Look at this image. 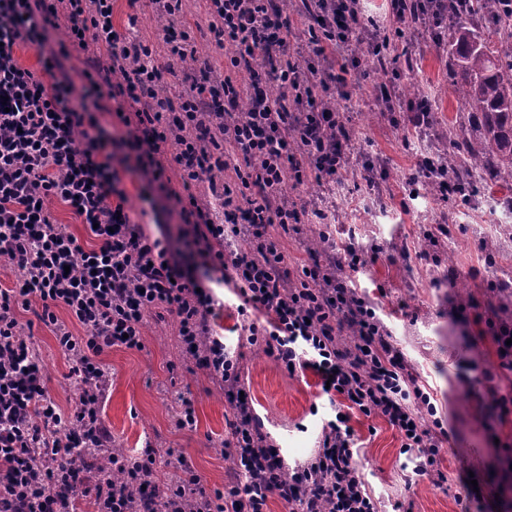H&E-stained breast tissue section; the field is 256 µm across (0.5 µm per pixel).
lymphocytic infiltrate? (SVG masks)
<instances>
[{"label":"lymphocytic infiltrate","instance_id":"obj_1","mask_svg":"<svg viewBox=\"0 0 512 512\" xmlns=\"http://www.w3.org/2000/svg\"><path fill=\"white\" fill-rule=\"evenodd\" d=\"M168 18L171 57L196 49L177 17L182 0H154ZM309 25L298 33L282 0H208L207 28L224 54L223 75L202 74L174 97L157 93L167 71L147 41H127L112 24L111 0H0V263L22 275L0 288V512H266L270 497L289 512H378L354 459L351 413L386 421L402 451L417 452L406 485L440 467L448 431L426 426L434 412L418 374L377 314L337 273L335 258L289 267L269 227L298 231L308 210L296 194L309 179L336 180L349 164L350 130L329 104L362 50L388 53L389 35L361 22L360 0H301ZM95 46L75 86L57 55L23 67L19 44L41 45L47 29ZM263 56V76L239 84ZM115 101L134 145L135 169L177 198L178 230L147 235L125 205L116 142L90 117L86 100ZM183 188L220 186L223 223L195 196L169 189L168 165ZM71 210L92 237L85 244L58 224L52 203ZM239 237L248 251H231ZM233 286L240 315L255 312L244 341L283 368L312 372L341 410L322 427L315 453L288 466L242 396L238 354L214 336L212 284ZM65 309L70 322L59 321ZM174 317L186 358L223 391L231 420L223 488L207 490L185 455L152 447L130 455L112 446L101 417L110 375L100 356L143 349L144 319ZM50 327L78 396L62 410L33 361V334L20 313ZM79 324L82 334L73 333ZM92 449L95 468L79 451Z\"/></svg>","mask_w":512,"mask_h":512}]
</instances>
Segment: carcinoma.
<instances>
[{
  "instance_id": "carcinoma-1",
  "label": "carcinoma",
  "mask_w": 512,
  "mask_h": 512,
  "mask_svg": "<svg viewBox=\"0 0 512 512\" xmlns=\"http://www.w3.org/2000/svg\"><path fill=\"white\" fill-rule=\"evenodd\" d=\"M448 85L464 104L448 128V177L461 199L475 184L512 190V15L502 0H448Z\"/></svg>"
}]
</instances>
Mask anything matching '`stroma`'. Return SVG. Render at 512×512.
Masks as SVG:
<instances>
[{
	"mask_svg": "<svg viewBox=\"0 0 512 512\" xmlns=\"http://www.w3.org/2000/svg\"><path fill=\"white\" fill-rule=\"evenodd\" d=\"M182 21L197 29V53L192 63H173L159 54L161 64L175 68L173 85L206 69L223 73L224 56L210 42L204 0H188ZM396 46L402 57L396 65L402 82L416 84L435 115L454 118L461 105L448 92L447 53L436 52L427 37L400 38ZM42 48L60 52L66 72L78 78L86 54L70 45L65 29L50 31L42 47L20 46L17 54L24 65L33 67ZM360 69L366 80L350 83L336 94L355 136L348 172L337 182L307 183L300 199L307 207L331 213L330 223L320 227L326 236L322 251L338 257L350 245L365 255L366 266L353 276L356 288L377 296L376 285H384L385 296L377 297L380 316L420 373L436 407L435 416H424L423 421H442L450 442L441 451L447 488L426 480L408 488L403 474L415 466L414 454L402 452L396 431L385 421L355 414L350 424L358 438L359 471L380 512H392L398 501L410 505L412 512H463L465 494L459 477L468 471L489 490L500 492L499 512H512V475L502 449L503 443L512 444V422L493 426L495 411L487 393L491 386H511L512 373L499 369L492 344L481 339V326L475 321L479 315L512 320V293L504 296L496 288L499 280H512V208L497 206L481 193L465 204L430 194L418 174V162L435 154L441 135L393 124L384 105L372 96L384 70L368 55ZM371 169L380 175L373 189L365 181ZM124 187L131 210L143 214L146 234L156 235L162 224H177L172 201L142 176L126 173ZM433 224L448 227L447 240L435 247L424 236ZM214 292L220 305L213 332L228 346H238L240 300L225 286ZM33 332L51 393L62 410H69L76 390L66 378V358L50 328L37 325ZM143 338V350L115 346L101 356L112 376L102 416L113 444L139 449L149 441L157 448L182 452L206 487H223L229 467L221 454L229 417L223 392L205 372L187 371L173 318L148 315ZM240 348L242 379L257 415L287 463L304 462L317 448L323 425L335 417V407L322 396L312 373L288 375L262 349ZM473 363L488 370L492 381H475L469 370ZM179 392L193 402L194 428L175 426L174 398Z\"/></svg>",
	"mask_w": 512,
	"mask_h": 512,
	"instance_id": "1",
	"label": "stroma"
}]
</instances>
